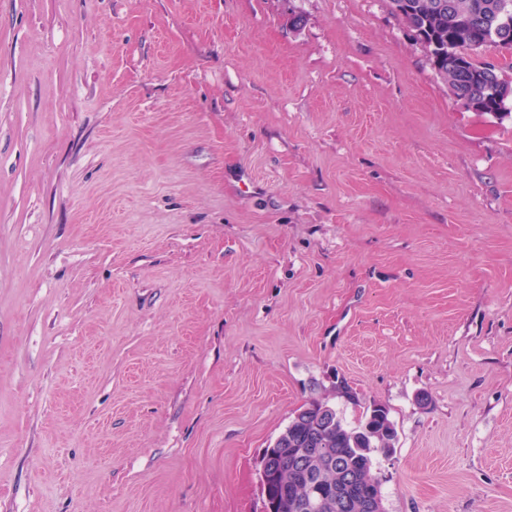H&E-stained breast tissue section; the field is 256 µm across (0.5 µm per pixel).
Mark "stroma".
I'll return each instance as SVG.
<instances>
[{
  "label": "stroma",
  "instance_id": "stroma-1",
  "mask_svg": "<svg viewBox=\"0 0 512 512\" xmlns=\"http://www.w3.org/2000/svg\"><path fill=\"white\" fill-rule=\"evenodd\" d=\"M339 379L512 512V113L385 0H0V512H262Z\"/></svg>",
  "mask_w": 512,
  "mask_h": 512
}]
</instances>
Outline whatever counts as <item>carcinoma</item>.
Segmentation results:
<instances>
[{"label": "carcinoma", "instance_id": "obj_1", "mask_svg": "<svg viewBox=\"0 0 512 512\" xmlns=\"http://www.w3.org/2000/svg\"><path fill=\"white\" fill-rule=\"evenodd\" d=\"M386 3L418 31L417 41L453 98H468L485 114L508 113L496 76L477 51L488 45L512 50V0ZM396 441V427L382 405L364 409L351 427L329 402H309L264 452L263 512H373L367 504L383 503L374 453L393 452Z\"/></svg>", "mask_w": 512, "mask_h": 512}]
</instances>
